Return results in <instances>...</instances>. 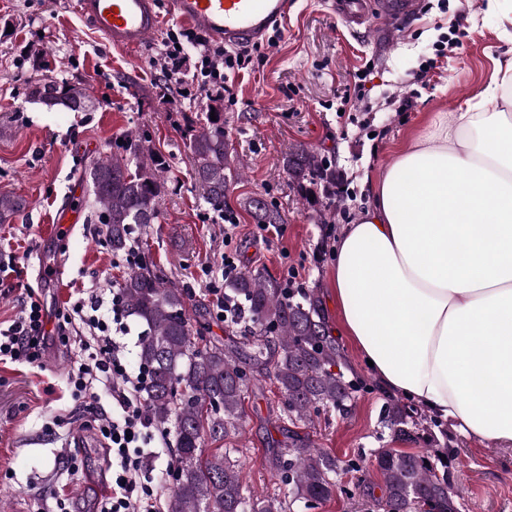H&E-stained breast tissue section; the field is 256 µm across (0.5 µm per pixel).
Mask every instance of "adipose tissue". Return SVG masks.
<instances>
[{
	"mask_svg": "<svg viewBox=\"0 0 512 512\" xmlns=\"http://www.w3.org/2000/svg\"><path fill=\"white\" fill-rule=\"evenodd\" d=\"M336 237L345 336L380 386L512 447V54L370 180Z\"/></svg>",
	"mask_w": 512,
	"mask_h": 512,
	"instance_id": "ef3b65f1",
	"label": "adipose tissue"
}]
</instances>
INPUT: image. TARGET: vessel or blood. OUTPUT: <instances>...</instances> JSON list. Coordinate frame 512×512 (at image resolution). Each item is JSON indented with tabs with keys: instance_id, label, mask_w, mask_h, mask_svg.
<instances>
[{
	"instance_id": "b4317fda",
	"label": "vessel or blood",
	"mask_w": 512,
	"mask_h": 512,
	"mask_svg": "<svg viewBox=\"0 0 512 512\" xmlns=\"http://www.w3.org/2000/svg\"><path fill=\"white\" fill-rule=\"evenodd\" d=\"M167 6L178 21L236 48L260 42L281 26L291 0H167ZM74 7L115 48H141L162 29L157 0H74ZM332 7L355 28L377 16L395 21L415 15L420 0H332Z\"/></svg>"
}]
</instances>
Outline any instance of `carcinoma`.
I'll return each instance as SVG.
<instances>
[{"instance_id": "1", "label": "carcinoma", "mask_w": 512, "mask_h": 512, "mask_svg": "<svg viewBox=\"0 0 512 512\" xmlns=\"http://www.w3.org/2000/svg\"><path fill=\"white\" fill-rule=\"evenodd\" d=\"M29 97L49 111L83 112L91 105L82 86L52 78L30 85ZM210 110L216 120H207L190 147L196 179L219 210L227 182L243 164L224 142L220 101ZM284 167L300 199L318 209L322 223H329L336 185L342 181L336 167L303 145L288 154ZM166 169L165 158L136 136L124 152L101 156L85 168L95 221L108 225L113 251L127 249L133 225L158 220ZM23 206V199L1 195L0 223ZM247 207L255 223H279L278 213L263 200L250 199ZM120 288L129 312L147 327L137 357L149 374V414L156 427L173 434L168 512H294L296 504L314 509L336 493L340 461L295 431H288V450L279 442L270 448L275 477L288 487L283 498L249 493L233 457L236 449L205 448L206 440L224 441L239 430L244 392L254 376L276 384L283 412L296 424L310 422L322 409L350 412L364 384L346 378L343 351L330 334L317 289L296 288L287 295L264 271L242 272L228 290L244 308L249 335L244 342L221 344L194 334L185 293L148 264L132 268ZM384 423L396 440L419 439L418 421L408 406L389 404ZM374 459L389 512H419L424 502L439 512H458L448 483L452 454L379 448Z\"/></svg>"}]
</instances>
